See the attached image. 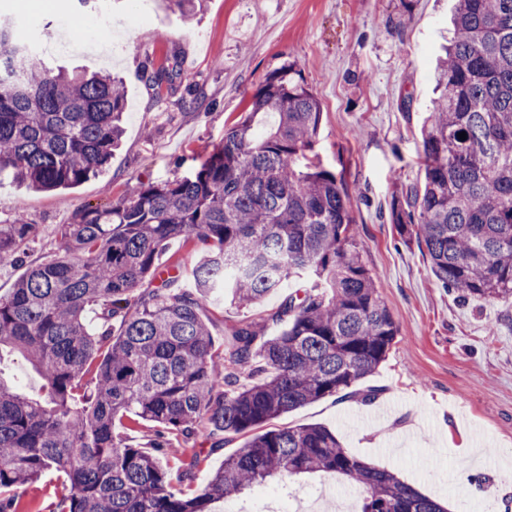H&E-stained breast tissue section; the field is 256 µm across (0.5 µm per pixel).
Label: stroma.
Masks as SVG:
<instances>
[{"mask_svg":"<svg viewBox=\"0 0 512 512\" xmlns=\"http://www.w3.org/2000/svg\"><path fill=\"white\" fill-rule=\"evenodd\" d=\"M455 0H197L190 17L160 0H112L113 31L71 0H0L17 39L41 42L50 62L118 76L127 92L122 146L107 171L70 189L34 192L0 178V224L24 216L36 235L0 264V295L28 266L57 252L56 227L127 185L191 176L244 114L265 77L297 62L322 117L307 156L352 194L363 260L399 329L387 359L363 380L369 401L329 396L267 422L317 424L351 455L438 499L449 512H507L512 497V301L466 299L442 288L425 254L389 221L393 197L423 179L421 129L436 96L432 74ZM166 66L170 77L151 76ZM288 289L237 306L205 307L216 349L233 327L267 318ZM0 377L31 397L44 382L19 353ZM240 436L191 446L204 487L243 444ZM70 487L50 473L17 490L29 512H51ZM363 493L327 474L282 477L219 501L214 512H360Z\"/></svg>","mask_w":512,"mask_h":512,"instance_id":"35a3bbf8","label":"stroma"}]
</instances>
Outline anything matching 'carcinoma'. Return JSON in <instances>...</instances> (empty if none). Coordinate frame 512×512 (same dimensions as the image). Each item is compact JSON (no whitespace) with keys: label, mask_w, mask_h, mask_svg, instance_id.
Returning a JSON list of instances; mask_svg holds the SVG:
<instances>
[{"label":"carcinoma","mask_w":512,"mask_h":512,"mask_svg":"<svg viewBox=\"0 0 512 512\" xmlns=\"http://www.w3.org/2000/svg\"><path fill=\"white\" fill-rule=\"evenodd\" d=\"M434 79L423 181L393 199L390 222L425 251L442 287L512 299V0H458ZM123 112L119 80L53 67L0 21V173L38 191L97 177ZM320 121L291 62L267 75L193 176L141 182L58 225L59 252L0 297V350L19 352L47 386L37 399L0 377V512H24L15 491L52 471L70 485L52 512H213L273 478L317 473L364 488L361 512H447L347 453L326 428L254 433L324 397L355 394L398 336L362 259L347 188L331 172L296 166ZM34 233L20 218L0 224V263ZM175 239L203 248L190 291L175 275L157 278ZM301 278L303 293L214 350L202 318L214 292L248 305ZM92 305L102 308L98 334L84 318ZM270 321L286 326L267 337ZM125 419L152 424L162 441L150 452L125 443ZM201 423L211 436L248 439L188 492L179 484L200 458L166 437L188 441ZM174 452L175 470L163 464Z\"/></svg>","instance_id":"obj_1"}]
</instances>
